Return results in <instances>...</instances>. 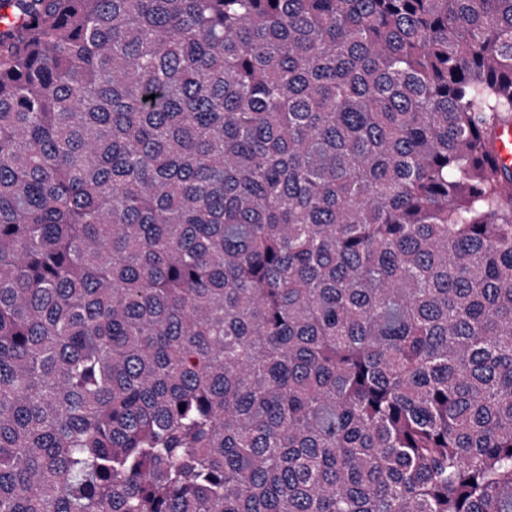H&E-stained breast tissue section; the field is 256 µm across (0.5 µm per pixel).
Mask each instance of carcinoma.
<instances>
[{
    "label": "carcinoma",
    "mask_w": 512,
    "mask_h": 512,
    "mask_svg": "<svg viewBox=\"0 0 512 512\" xmlns=\"http://www.w3.org/2000/svg\"><path fill=\"white\" fill-rule=\"evenodd\" d=\"M507 122L512 0H0V512H512Z\"/></svg>",
    "instance_id": "1"
}]
</instances>
